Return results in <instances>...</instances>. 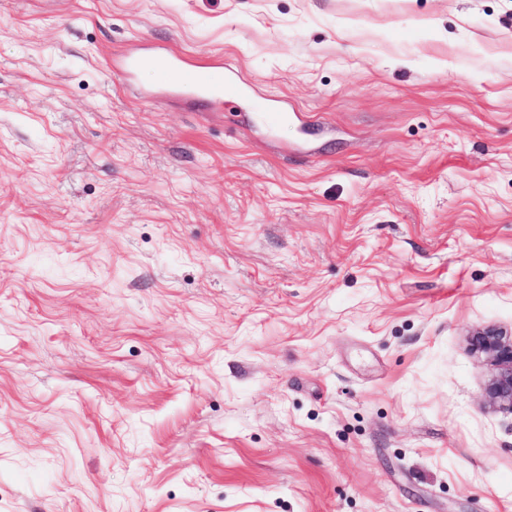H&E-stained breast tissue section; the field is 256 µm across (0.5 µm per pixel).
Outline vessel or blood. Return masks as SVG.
I'll return each instance as SVG.
<instances>
[{
  "mask_svg": "<svg viewBox=\"0 0 512 512\" xmlns=\"http://www.w3.org/2000/svg\"><path fill=\"white\" fill-rule=\"evenodd\" d=\"M154 64L162 84L191 89L203 98L219 97L230 101L244 92L237 80L219 68H188L179 58L164 54L158 55Z\"/></svg>",
  "mask_w": 512,
  "mask_h": 512,
  "instance_id": "vessel-or-blood-1",
  "label": "vessel or blood"
}]
</instances>
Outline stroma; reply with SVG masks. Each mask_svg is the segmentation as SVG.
Returning <instances> with one entry per match:
<instances>
[{
    "label": "stroma",
    "instance_id": "stroma-1",
    "mask_svg": "<svg viewBox=\"0 0 512 512\" xmlns=\"http://www.w3.org/2000/svg\"><path fill=\"white\" fill-rule=\"evenodd\" d=\"M483 326L512 0H0V512H512ZM162 85H175L195 91L202 98L221 97L225 101L239 98L244 87L219 68H187L181 60L164 53L154 59Z\"/></svg>",
    "mask_w": 512,
    "mask_h": 512
}]
</instances>
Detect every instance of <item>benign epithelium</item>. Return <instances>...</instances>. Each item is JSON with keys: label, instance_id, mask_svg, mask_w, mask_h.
<instances>
[{"label": "benign epithelium", "instance_id": "1", "mask_svg": "<svg viewBox=\"0 0 512 512\" xmlns=\"http://www.w3.org/2000/svg\"><path fill=\"white\" fill-rule=\"evenodd\" d=\"M471 349L493 367L485 387L486 398L512 411V335L484 328L471 335Z\"/></svg>", "mask_w": 512, "mask_h": 512}]
</instances>
